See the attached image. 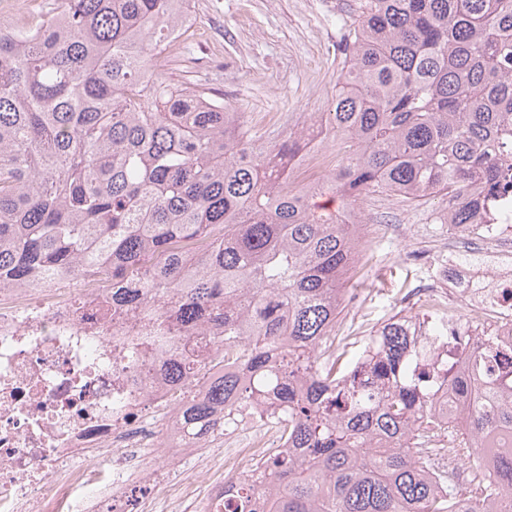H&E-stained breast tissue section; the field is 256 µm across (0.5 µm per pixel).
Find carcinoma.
<instances>
[{
    "mask_svg": "<svg viewBox=\"0 0 512 512\" xmlns=\"http://www.w3.org/2000/svg\"><path fill=\"white\" fill-rule=\"evenodd\" d=\"M26 33L0 27V286L89 267L112 310L164 301L163 316L212 332L246 374L192 403L251 406L288 434L258 487L224 479V512H512V454L484 479L481 436L512 429L509 356L499 387L421 354L397 312L352 358L336 344L369 193L453 192L472 224L512 171V0H361L328 112L257 145L244 113L212 90L159 80L190 0H56ZM343 142L336 171L288 187L313 137ZM466 395L469 430L445 427L434 393ZM447 454L461 487L433 476Z\"/></svg>",
    "mask_w": 512,
    "mask_h": 512,
    "instance_id": "carcinoma-1",
    "label": "carcinoma"
}]
</instances>
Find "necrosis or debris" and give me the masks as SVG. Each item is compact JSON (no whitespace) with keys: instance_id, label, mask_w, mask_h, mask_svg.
Here are the masks:
<instances>
[{"instance_id":"1","label":"necrosis or debris","mask_w":512,"mask_h":512,"mask_svg":"<svg viewBox=\"0 0 512 512\" xmlns=\"http://www.w3.org/2000/svg\"><path fill=\"white\" fill-rule=\"evenodd\" d=\"M340 144L319 137L293 166L298 187L332 172ZM431 262V282L412 301L435 314L467 309V351H512V188L473 224H452ZM172 344L156 354L148 337ZM197 325L169 327L156 307L113 314L112 283L67 272L32 287L0 288V512H224L226 460L246 454L251 478L285 450L278 425L246 409L212 415L201 438L181 426L213 377L237 371ZM198 374L173 380L172 364Z\"/></svg>"}]
</instances>
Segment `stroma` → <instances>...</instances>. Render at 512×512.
Wrapping results in <instances>:
<instances>
[{
  "mask_svg": "<svg viewBox=\"0 0 512 512\" xmlns=\"http://www.w3.org/2000/svg\"><path fill=\"white\" fill-rule=\"evenodd\" d=\"M357 6L358 0H192L189 35L158 73L223 94L245 113L255 138L276 136L298 114L329 111L343 62L340 22L353 19ZM447 206L440 195L415 202L382 194L362 199L361 213L371 220L357 268L363 302L345 308L340 324L369 328L410 312L405 294L428 272L401 254L432 251L438 234L392 239L384 227L426 224Z\"/></svg>",
  "mask_w": 512,
  "mask_h": 512,
  "instance_id": "1",
  "label": "stroma"
}]
</instances>
